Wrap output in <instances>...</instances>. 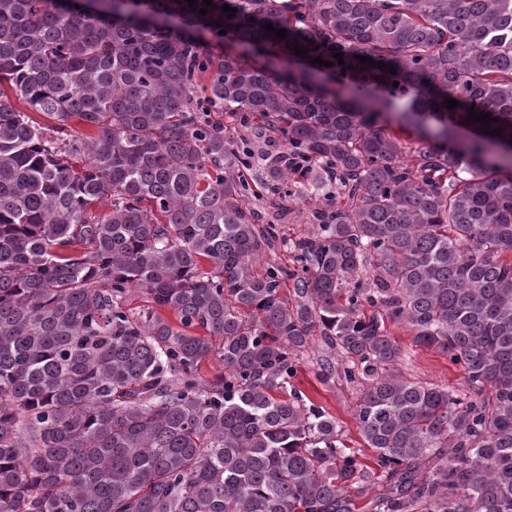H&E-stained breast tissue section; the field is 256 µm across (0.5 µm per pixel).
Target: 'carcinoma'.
I'll return each instance as SVG.
<instances>
[{
    "label": "carcinoma",
    "mask_w": 512,
    "mask_h": 512,
    "mask_svg": "<svg viewBox=\"0 0 512 512\" xmlns=\"http://www.w3.org/2000/svg\"><path fill=\"white\" fill-rule=\"evenodd\" d=\"M68 2L0 0V83L56 120L0 90V512H512V0H232L219 56L178 0ZM284 189L311 229L261 267ZM394 323L466 385L393 373ZM317 334L369 458L291 385Z\"/></svg>",
    "instance_id": "1"
}]
</instances>
